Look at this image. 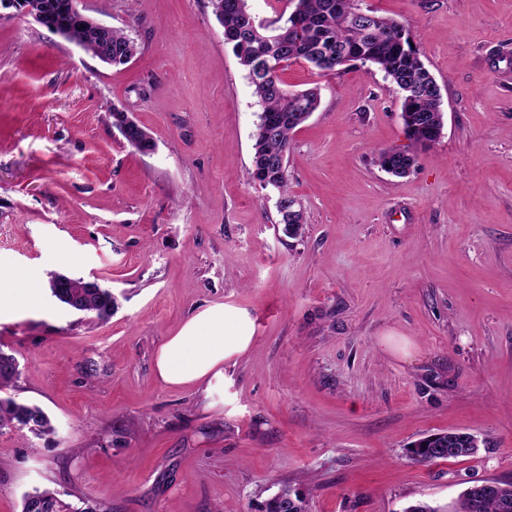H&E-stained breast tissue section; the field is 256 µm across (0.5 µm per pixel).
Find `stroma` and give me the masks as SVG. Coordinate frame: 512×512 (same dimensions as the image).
Wrapping results in <instances>:
<instances>
[{"label": "stroma", "instance_id": "35a3bbf8", "mask_svg": "<svg viewBox=\"0 0 512 512\" xmlns=\"http://www.w3.org/2000/svg\"><path fill=\"white\" fill-rule=\"evenodd\" d=\"M362 2L409 29L443 133L393 177L377 153L411 147L399 90L289 63L288 90L320 92L287 156L296 238L251 176L261 107L209 0H78L136 40L119 68L0 10V271L43 290L0 311V350L8 396L54 428L0 430V512L37 488L98 512H259L284 484L309 512H404L512 480V0ZM53 273L111 289V317L56 301ZM216 304L248 314L249 349L221 379L163 383L158 349ZM448 430L478 453L409 461Z\"/></svg>", "mask_w": 512, "mask_h": 512}]
</instances>
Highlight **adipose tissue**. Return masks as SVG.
Here are the masks:
<instances>
[{
	"instance_id": "adipose-tissue-1",
	"label": "adipose tissue",
	"mask_w": 512,
	"mask_h": 512,
	"mask_svg": "<svg viewBox=\"0 0 512 512\" xmlns=\"http://www.w3.org/2000/svg\"><path fill=\"white\" fill-rule=\"evenodd\" d=\"M238 321L232 335L224 333L225 317ZM250 320L237 309L211 306L187 321L160 347L156 357L159 378L170 385H188L221 377L224 361L244 353L251 344Z\"/></svg>"
}]
</instances>
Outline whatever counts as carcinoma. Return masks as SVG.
<instances>
[{"label": "carcinoma", "instance_id": "cac0c4a2", "mask_svg": "<svg viewBox=\"0 0 512 512\" xmlns=\"http://www.w3.org/2000/svg\"><path fill=\"white\" fill-rule=\"evenodd\" d=\"M70 0H54L50 4V23L62 24L70 19ZM213 14L223 28L224 42L232 45L240 64L247 70L254 95L262 108L252 145V176L259 184L271 183L288 202H295L288 189L286 158L293 133L301 126L299 113L314 112L320 102L318 88L291 92L284 88L281 72L284 63L304 60L324 73L341 70L349 61L376 65L404 93L402 112L410 120L404 122L408 139L415 146H427L440 136L438 92L429 70L419 59L409 31L395 19L379 16L369 29L352 19L361 0H294V8L285 21L277 25V37L265 31L248 8V0H210ZM112 66L128 63L138 51L137 43L122 29L111 32ZM378 164L396 177L409 174L416 165L411 150L395 155L390 150L378 153ZM73 278L56 275L50 280L52 295L62 304L79 312L93 313L104 319L112 314L114 298L105 288H74ZM19 373L15 356L0 351V391L10 386ZM28 429L36 436L52 431L50 420L36 406L21 404L10 397H0V430ZM461 432L434 433L415 441L406 452L418 464L459 458L455 451ZM500 487L480 498L464 489L450 510L427 502L408 505L404 512H512V494L503 502V488L511 481H498ZM62 502L63 512H97L61 501L58 493L45 489L27 493L21 512H42L41 505ZM306 498L287 485L267 498L261 512H303Z\"/></svg>", "mask_w": 512, "mask_h": 512}]
</instances>
